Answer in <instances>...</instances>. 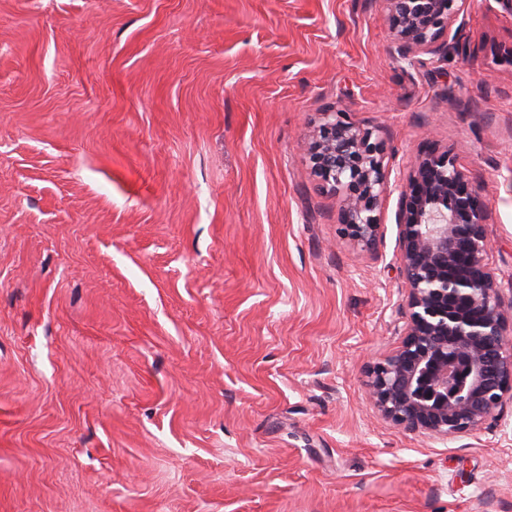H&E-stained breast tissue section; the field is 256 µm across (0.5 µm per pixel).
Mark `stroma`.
I'll use <instances>...</instances> for the list:
<instances>
[{"instance_id": "obj_1", "label": "stroma", "mask_w": 512, "mask_h": 512, "mask_svg": "<svg viewBox=\"0 0 512 512\" xmlns=\"http://www.w3.org/2000/svg\"><path fill=\"white\" fill-rule=\"evenodd\" d=\"M407 64L382 0H0V512H512V402L421 435L368 400L395 213L449 150L512 280V11ZM379 127L370 252L304 144Z\"/></svg>"}]
</instances>
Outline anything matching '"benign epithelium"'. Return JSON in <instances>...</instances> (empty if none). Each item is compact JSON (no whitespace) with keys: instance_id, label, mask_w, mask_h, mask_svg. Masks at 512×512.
<instances>
[{"instance_id":"obj_1","label":"benign epithelium","mask_w":512,"mask_h":512,"mask_svg":"<svg viewBox=\"0 0 512 512\" xmlns=\"http://www.w3.org/2000/svg\"><path fill=\"white\" fill-rule=\"evenodd\" d=\"M391 50L413 64L448 51L465 0H383ZM314 175L337 195L342 233L373 250L389 190L379 129L343 109L322 113L307 145ZM395 223L407 320L401 345L367 372L372 405L408 430L455 438L480 429L512 400L509 296L488 263L487 210L479 187L448 151L418 155Z\"/></svg>"}]
</instances>
